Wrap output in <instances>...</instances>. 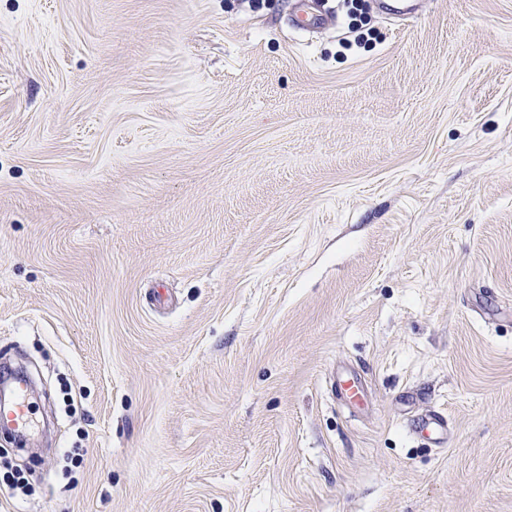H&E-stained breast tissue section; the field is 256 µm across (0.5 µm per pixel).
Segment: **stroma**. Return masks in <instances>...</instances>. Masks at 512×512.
<instances>
[{
  "instance_id": "stroma-1",
  "label": "stroma",
  "mask_w": 512,
  "mask_h": 512,
  "mask_svg": "<svg viewBox=\"0 0 512 512\" xmlns=\"http://www.w3.org/2000/svg\"><path fill=\"white\" fill-rule=\"evenodd\" d=\"M292 3L0 0V512H512V0ZM14 393V402L0 407V428L24 436L31 427V418L28 405V386L23 379L16 381ZM413 432H425L441 445L448 438V418L440 411L432 410L413 419L409 424Z\"/></svg>"
}]
</instances>
